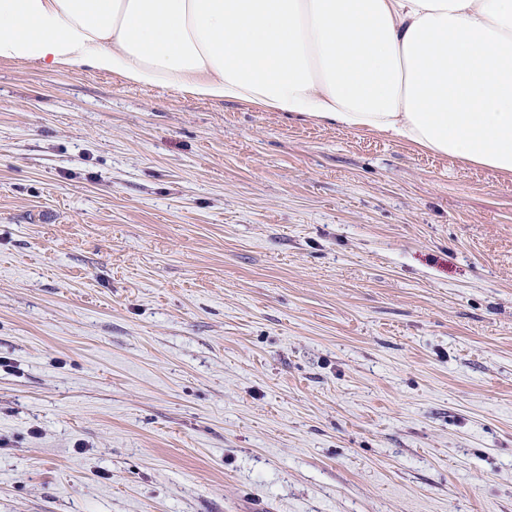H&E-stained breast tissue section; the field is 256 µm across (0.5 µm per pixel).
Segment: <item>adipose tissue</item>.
<instances>
[{
	"label": "adipose tissue",
	"mask_w": 512,
	"mask_h": 512,
	"mask_svg": "<svg viewBox=\"0 0 512 512\" xmlns=\"http://www.w3.org/2000/svg\"><path fill=\"white\" fill-rule=\"evenodd\" d=\"M0 60L250 102L512 176V0H0Z\"/></svg>",
	"instance_id": "adipose-tissue-1"
}]
</instances>
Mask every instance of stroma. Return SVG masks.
<instances>
[{"instance_id": "obj_1", "label": "stroma", "mask_w": 512, "mask_h": 512, "mask_svg": "<svg viewBox=\"0 0 512 512\" xmlns=\"http://www.w3.org/2000/svg\"><path fill=\"white\" fill-rule=\"evenodd\" d=\"M0 512H512V177L0 61Z\"/></svg>"}]
</instances>
